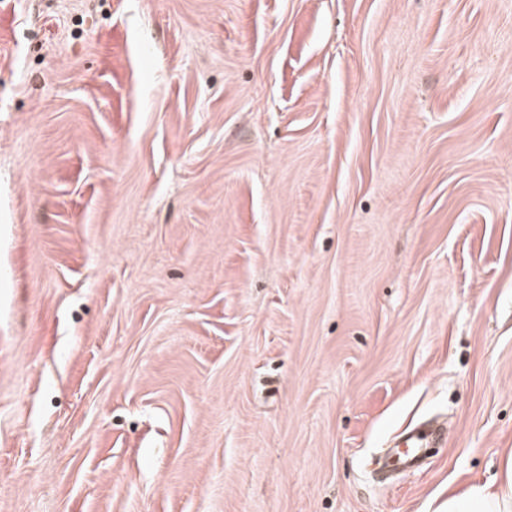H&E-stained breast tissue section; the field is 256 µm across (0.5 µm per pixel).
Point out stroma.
<instances>
[{"label": "stroma", "mask_w": 512, "mask_h": 512, "mask_svg": "<svg viewBox=\"0 0 512 512\" xmlns=\"http://www.w3.org/2000/svg\"><path fill=\"white\" fill-rule=\"evenodd\" d=\"M511 453L512 0H0V512H440ZM438 434L444 437L442 431L418 428L408 436L404 448H399L394 454H387L384 465L398 467L402 470L412 469L418 466L424 457V450L429 444V437Z\"/></svg>", "instance_id": "stroma-1"}]
</instances>
